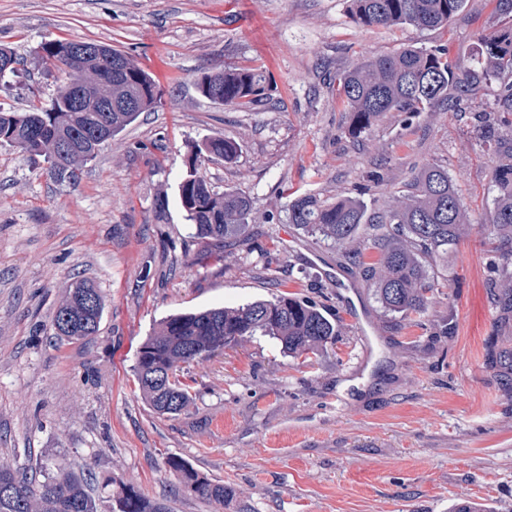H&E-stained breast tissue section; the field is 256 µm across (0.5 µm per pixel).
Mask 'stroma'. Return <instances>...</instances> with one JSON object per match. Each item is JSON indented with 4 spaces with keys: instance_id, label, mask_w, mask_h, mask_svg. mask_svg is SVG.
<instances>
[{
    "instance_id": "stroma-1",
    "label": "stroma",
    "mask_w": 512,
    "mask_h": 512,
    "mask_svg": "<svg viewBox=\"0 0 512 512\" xmlns=\"http://www.w3.org/2000/svg\"><path fill=\"white\" fill-rule=\"evenodd\" d=\"M507 27L495 0H467L440 30L361 27L348 0H0V44L21 61L0 106L56 94L65 76L37 55L53 40L108 43L161 94L74 184L0 145V468L64 461L171 512H452L467 501L512 512V382L490 360L512 347V322L493 295L483 222L494 157L479 132L499 83L481 81L461 107L388 112L354 134L335 80L408 46L446 48L466 77L479 70V35ZM227 64L264 70L262 106L197 91L201 73ZM221 135L238 155L200 173L216 191H244L252 220L218 261L185 220L178 184L188 145ZM434 163L474 229L436 267L424 318L386 312L363 271L288 221L291 194L382 209ZM75 278L92 280L106 306L96 336L71 342L51 318ZM284 292L336 318L335 343L308 360L254 336L184 365L192 400L180 415L142 400L135 355L162 318ZM173 457L235 499L178 491Z\"/></svg>"
}]
</instances>
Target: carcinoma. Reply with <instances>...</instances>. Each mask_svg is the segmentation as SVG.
Returning <instances> with one entry per match:
<instances>
[{
  "instance_id": "carcinoma-1",
  "label": "carcinoma",
  "mask_w": 512,
  "mask_h": 512,
  "mask_svg": "<svg viewBox=\"0 0 512 512\" xmlns=\"http://www.w3.org/2000/svg\"><path fill=\"white\" fill-rule=\"evenodd\" d=\"M465 0H351L350 16L365 27L411 25L419 29H445L462 10ZM481 74L486 79L512 77V30L479 38ZM67 43L41 44L40 57L49 67L79 85L89 106L73 112L59 95L49 102L16 112L0 107V144L16 148L23 156L43 158L50 176L75 183L82 167L98 155L93 143H103L134 123L160 102L151 77L129 55L93 64L62 53ZM266 78L253 67L230 64L204 73L196 88L221 106L251 110L264 100ZM340 96L352 115V130L360 132L386 112H421L437 103L456 106L473 90V82L460 76L443 49L409 46L394 53L371 57L336 74ZM220 88L222 101L211 99ZM112 93V111L103 112L97 101ZM484 138L494 144L492 169L495 196L486 217L488 244L502 269L512 267V123L485 125ZM65 144L63 163L54 158L55 146ZM240 150L229 136L208 137L191 146L186 172L178 185V198L195 235L208 244L242 234L251 217L245 192L219 193L198 174L210 158L230 160ZM288 223L319 235L336 245L353 266L365 264L362 227L371 234L378 257L367 265V277L381 306L392 314H427L436 284L429 268L472 231L467 205L448 175L433 164L411 176L406 194L395 205L372 214L356 199L322 200L305 194L288 204ZM505 310L512 312V272L496 284ZM105 309L101 291L88 280L66 287L65 300L53 317L54 334L69 341L97 334ZM336 319L316 304L287 293L270 300H255L235 307H215L179 312L165 317L137 350L134 366L145 402L162 415H178L189 404L188 386L179 379L182 365L207 359L224 347L252 336L276 340L283 354L315 353L336 341ZM179 485L188 493L220 504L234 490L213 481L188 463L169 459ZM0 512H98L96 498L81 475L62 466L46 471L43 479L26 469H0ZM112 512H170L163 502L145 498L134 485L123 483L112 495Z\"/></svg>"
}]
</instances>
